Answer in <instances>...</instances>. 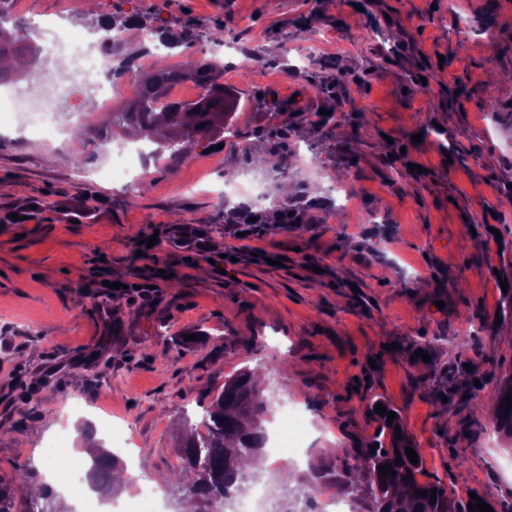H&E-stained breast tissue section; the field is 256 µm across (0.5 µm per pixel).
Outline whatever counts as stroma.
<instances>
[{
  "label": "stroma",
  "mask_w": 512,
  "mask_h": 512,
  "mask_svg": "<svg viewBox=\"0 0 512 512\" xmlns=\"http://www.w3.org/2000/svg\"><path fill=\"white\" fill-rule=\"evenodd\" d=\"M95 3L82 19L65 0L18 7L82 33L116 14L191 26L195 58L233 59L224 88L241 145L147 159L130 189L99 174L127 139L0 122V485L26 470L43 481L58 435L77 453L110 447L85 416L102 408L131 439L121 466L173 512L185 421L226 375L260 366L305 415L307 460L371 441L375 398L401 417L425 479L512 502V450L479 409L512 371V82L489 84L512 74V0ZM218 24L243 52L211 42ZM301 25L324 38L295 71ZM323 109L335 121L319 123ZM298 144L315 167L292 165ZM254 177L269 186L260 209L216 194ZM335 185L355 210L330 199ZM186 224L219 264L177 243ZM106 279L155 289L114 294Z\"/></svg>",
  "instance_id": "1"
}]
</instances>
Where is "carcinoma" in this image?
Here are the masks:
<instances>
[{"instance_id": "cac0c4a2", "label": "carcinoma", "mask_w": 512, "mask_h": 512, "mask_svg": "<svg viewBox=\"0 0 512 512\" xmlns=\"http://www.w3.org/2000/svg\"><path fill=\"white\" fill-rule=\"evenodd\" d=\"M112 36V57L119 59L114 74L132 72L136 53L127 51L123 34L136 29H150L138 16L114 17L107 21ZM38 55L36 46L23 41L19 35L0 23V82L20 78L30 79L34 71L29 60ZM224 66L216 61L195 59L188 55L181 67L159 69L149 75L138 76L137 92L128 104L112 111L106 122L96 130L104 140L109 133L130 135L137 133L153 138L159 128L168 130L164 142L158 144L153 155L168 153V159L176 161L185 154L184 145L204 139L224 140V134L234 131L233 113L227 111L224 94ZM181 79H192L204 90L194 101L168 99L170 85ZM204 127H199V124ZM255 373L242 368L224 378L222 387L204 410L207 434L190 427L180 445L181 474L175 487L179 493L177 503L187 500L209 505L214 499L230 504L245 495L250 485L262 477L266 458L264 425L268 410L264 391ZM512 396V377L503 378L495 399V431L512 441V410L507 412L506 396ZM401 419L387 422L380 417L378 443L370 448H326L321 456L308 464L295 485L283 482L279 485V512H302L301 503L306 495L320 489H334L349 506V512H478L468 510V504L448 489L441 479L422 482L423 461L413 464L408 460L405 448H416L406 431L402 438H395L396 427ZM401 464H395L396 458ZM91 460L94 466L86 473L91 488L107 497L114 493V472L117 456L101 450ZM392 465L394 474L381 476L380 465ZM412 474V479L405 476ZM439 490L436 501L430 502L431 489ZM425 495H419V492ZM38 500L16 499L15 493L0 489V512H34Z\"/></svg>"}]
</instances>
